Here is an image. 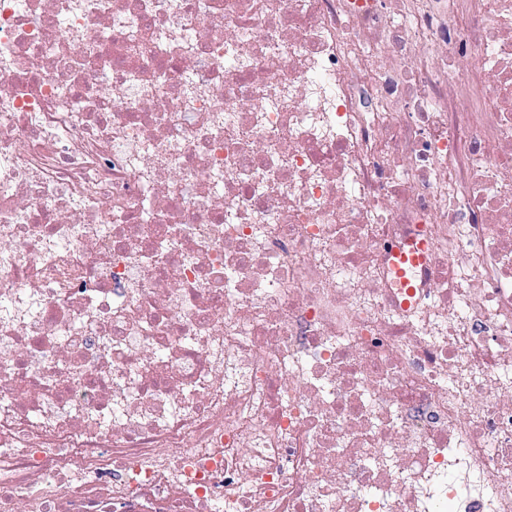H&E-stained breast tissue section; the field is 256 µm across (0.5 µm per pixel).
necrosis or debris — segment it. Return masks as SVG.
<instances>
[{
	"label": "necrosis or debris",
	"instance_id": "1",
	"mask_svg": "<svg viewBox=\"0 0 512 512\" xmlns=\"http://www.w3.org/2000/svg\"><path fill=\"white\" fill-rule=\"evenodd\" d=\"M0 512H512V0H0Z\"/></svg>",
	"mask_w": 512,
	"mask_h": 512
}]
</instances>
